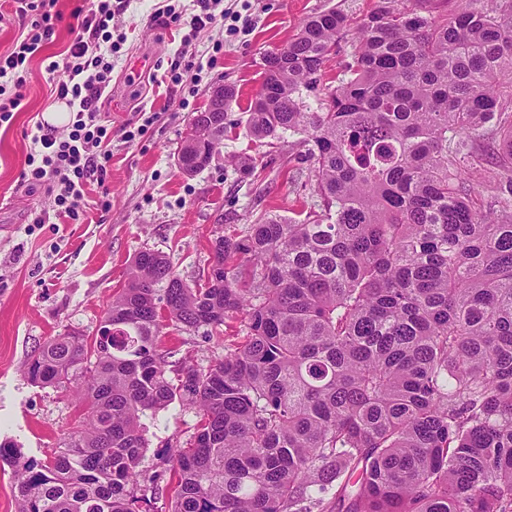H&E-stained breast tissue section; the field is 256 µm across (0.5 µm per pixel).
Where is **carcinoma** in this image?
<instances>
[{
	"label": "carcinoma",
	"mask_w": 512,
	"mask_h": 512,
	"mask_svg": "<svg viewBox=\"0 0 512 512\" xmlns=\"http://www.w3.org/2000/svg\"><path fill=\"white\" fill-rule=\"evenodd\" d=\"M348 26L307 17L250 106L257 139L303 136L319 210L224 236L200 288L139 251L112 335L32 355L33 383L80 382L87 418L47 464L0 443L17 512H150L143 419L175 401L201 420L168 512H512V0H375L313 110ZM232 103L190 119L210 153ZM238 317L207 368L160 349L164 319ZM350 42L346 45L342 42L343 48L340 52L336 53V56L327 64L322 84L323 88L331 87L334 88L338 85V78L341 77L342 69L347 61H351L352 46Z\"/></svg>",
	"instance_id": "obj_1"
}]
</instances>
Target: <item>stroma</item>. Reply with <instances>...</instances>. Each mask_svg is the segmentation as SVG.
Masks as SVG:
<instances>
[{
  "label": "stroma",
  "mask_w": 512,
  "mask_h": 512,
  "mask_svg": "<svg viewBox=\"0 0 512 512\" xmlns=\"http://www.w3.org/2000/svg\"><path fill=\"white\" fill-rule=\"evenodd\" d=\"M85 0H56L58 19L43 51L27 64L24 98L0 123V442L48 462L85 410L73 388L42 387L24 374L34 350L73 329L92 333L115 291L123 288L134 255L163 252L187 283L210 261L218 231L232 233L267 215L302 219L320 202L310 164L298 163L301 135L274 145L249 130V105L260 88L262 54L285 44L304 19L331 7L358 22L374 0H221L220 9L250 17L248 29L220 19L194 32L196 0H128L110 28L122 44L111 57V81L100 120L112 131V158L104 188L90 187L73 221L58 216L56 189L26 181L31 130L59 102L47 70L68 47L72 13ZM234 85L232 126L212 161L189 176L177 152L195 112L217 83ZM135 139H127V132ZM260 167L257 175L244 164ZM108 199L101 207L100 199ZM241 329L234 320L220 332H184L164 326L161 345L189 364L208 367ZM200 417L171 404L146 419L149 448L142 468L154 478L156 512H166L172 474L162 455L185 447Z\"/></svg>",
  "instance_id": "35a3bbf8"
}]
</instances>
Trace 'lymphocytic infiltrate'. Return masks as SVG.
<instances>
[{"mask_svg": "<svg viewBox=\"0 0 512 512\" xmlns=\"http://www.w3.org/2000/svg\"><path fill=\"white\" fill-rule=\"evenodd\" d=\"M16 2L17 16L29 19L30 28L9 54L0 56V80L16 90L15 96L0 97V121L9 119L20 106L18 91L26 83L25 65L43 50L54 30V0ZM124 6V0H90L88 8L74 11L70 48L62 61L49 66L56 96L66 101L71 112L70 132L62 140L55 127L37 124L26 175L34 182H60L62 191L56 203L61 214L72 219L78 216L77 206L88 183L101 184L106 179L112 132L100 122L98 102L109 85L112 65L106 62L102 46L111 42L109 24Z\"/></svg>", "mask_w": 512, "mask_h": 512, "instance_id": "1", "label": "lymphocytic infiltrate"}]
</instances>
